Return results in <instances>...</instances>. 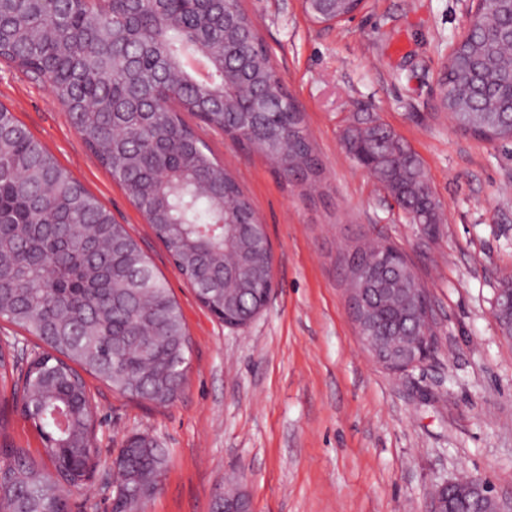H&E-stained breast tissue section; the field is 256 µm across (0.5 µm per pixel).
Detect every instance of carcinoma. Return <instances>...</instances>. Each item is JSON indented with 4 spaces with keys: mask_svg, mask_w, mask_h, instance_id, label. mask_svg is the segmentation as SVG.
Returning a JSON list of instances; mask_svg holds the SVG:
<instances>
[{
    "mask_svg": "<svg viewBox=\"0 0 512 512\" xmlns=\"http://www.w3.org/2000/svg\"><path fill=\"white\" fill-rule=\"evenodd\" d=\"M361 0H304L316 22ZM0 59L44 83L125 189L199 302L218 315L258 306L272 267L249 198L184 114L264 152L297 185L321 180L303 113L240 0H0ZM512 0H493L454 46L441 107L457 127L512 142ZM349 153L431 236L441 202L418 155L374 122L348 130ZM396 248L360 251L379 276ZM395 277L371 294L376 333L422 325ZM0 318L37 337L19 406L52 469L0 439V512H60L65 487L97 467L80 374L165 407L186 381L190 340L179 304L123 225L61 169L0 104ZM166 464L154 444L123 449L112 512H136Z\"/></svg>",
    "mask_w": 512,
    "mask_h": 512,
    "instance_id": "obj_1",
    "label": "carcinoma"
}]
</instances>
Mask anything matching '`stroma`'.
I'll use <instances>...</instances> for the list:
<instances>
[{
	"instance_id": "obj_1",
	"label": "stroma",
	"mask_w": 512,
	"mask_h": 512,
	"mask_svg": "<svg viewBox=\"0 0 512 512\" xmlns=\"http://www.w3.org/2000/svg\"><path fill=\"white\" fill-rule=\"evenodd\" d=\"M304 114L323 164L311 192L265 154L200 129L234 175L272 244L266 310L229 328L196 298L142 213L77 133L47 86L0 60V103L113 219L178 301L190 338L187 381L161 408L86 376L93 406L91 482L71 512H112V463L126 439L167 454L144 512H211L241 487L253 512H426L432 489L463 474L512 495V340L493 314L512 274V143L461 132L439 107L440 78L476 0H366L350 19L310 21L302 0H242ZM419 156L442 204L437 238L410 224L344 146L364 119ZM375 239L402 250L426 289L436 339L392 372L364 350L352 317L349 256ZM16 446L44 461L42 438L0 387Z\"/></svg>"
}]
</instances>
